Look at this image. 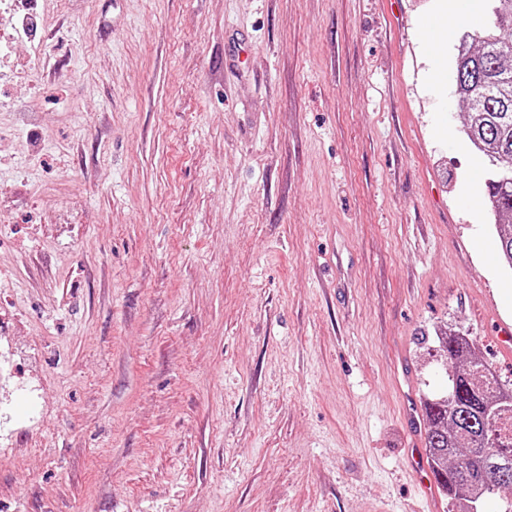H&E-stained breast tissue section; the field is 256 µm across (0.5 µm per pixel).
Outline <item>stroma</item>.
<instances>
[{"mask_svg": "<svg viewBox=\"0 0 512 512\" xmlns=\"http://www.w3.org/2000/svg\"><path fill=\"white\" fill-rule=\"evenodd\" d=\"M444 17L434 47L417 22ZM448 0L0 4V512H456L430 338L512 380Z\"/></svg>", "mask_w": 512, "mask_h": 512, "instance_id": "obj_1", "label": "stroma"}]
</instances>
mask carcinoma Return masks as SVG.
<instances>
[{"mask_svg":"<svg viewBox=\"0 0 512 512\" xmlns=\"http://www.w3.org/2000/svg\"><path fill=\"white\" fill-rule=\"evenodd\" d=\"M490 6L486 28L465 33L456 56V86L468 108L465 133L487 169L509 174L484 176L486 205L500 219L512 218V0H481ZM500 263L512 269V225L498 230ZM453 373L448 391L424 396L426 448L438 485L466 512L483 497L509 493L501 512H512V384L497 381L476 354L470 336L437 337ZM497 473L492 491L473 473Z\"/></svg>","mask_w":512,"mask_h":512,"instance_id":"obj_1","label":"carcinoma"}]
</instances>
